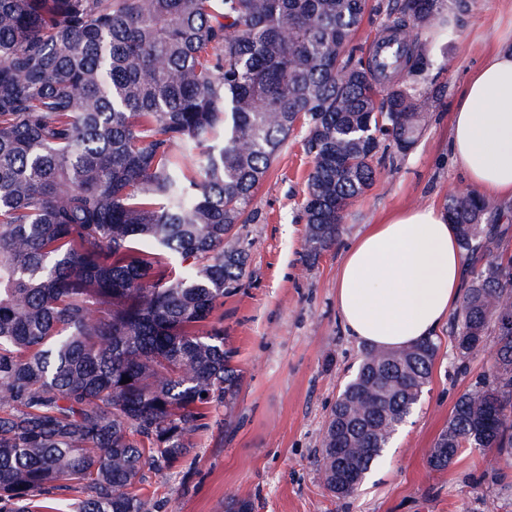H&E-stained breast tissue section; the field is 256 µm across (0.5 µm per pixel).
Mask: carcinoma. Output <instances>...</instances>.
I'll use <instances>...</instances> for the list:
<instances>
[{
    "instance_id": "cac0c4a2",
    "label": "carcinoma",
    "mask_w": 512,
    "mask_h": 512,
    "mask_svg": "<svg viewBox=\"0 0 512 512\" xmlns=\"http://www.w3.org/2000/svg\"><path fill=\"white\" fill-rule=\"evenodd\" d=\"M474 0H0V512H155L170 471L240 375L224 296L242 286L237 226L304 131L303 256L340 237L379 166L407 154L445 87H425L424 33ZM384 15L376 49L353 43ZM198 151L187 173L180 156ZM490 204L449 194L472 261L460 358L497 336L492 372L457 400L429 457L495 451L512 467V256ZM437 346L367 348L316 456L366 480L420 401ZM131 379L122 383V377Z\"/></svg>"
}]
</instances>
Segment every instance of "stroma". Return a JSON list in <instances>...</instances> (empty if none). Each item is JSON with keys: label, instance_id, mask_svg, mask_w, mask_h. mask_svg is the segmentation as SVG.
<instances>
[{"label": "stroma", "instance_id": "stroma-1", "mask_svg": "<svg viewBox=\"0 0 512 512\" xmlns=\"http://www.w3.org/2000/svg\"><path fill=\"white\" fill-rule=\"evenodd\" d=\"M429 42V80L447 88L430 108L406 155L380 169L348 210L339 241L315 263L303 259L302 202L312 163L292 137L250 204L252 223L243 285L224 298V346L243 378L231 408H212L196 446L180 467L149 475L142 491L158 512H224L228 498L252 500L255 512H512V470L493 465L494 451L464 450L448 468L433 469L431 450L457 399L487 375L495 341L459 361L454 321L434 336L437 353L420 402L358 492L334 497L315 455L341 389L356 375L362 343L336 312L342 252L371 225L419 204L444 207L466 189L453 162L454 101L485 54L512 45V0H475L464 22L442 14Z\"/></svg>", "mask_w": 512, "mask_h": 512}]
</instances>
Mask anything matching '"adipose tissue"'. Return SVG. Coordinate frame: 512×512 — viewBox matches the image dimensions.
Returning <instances> with one entry per match:
<instances>
[{"label":"adipose tissue","instance_id":"1","mask_svg":"<svg viewBox=\"0 0 512 512\" xmlns=\"http://www.w3.org/2000/svg\"><path fill=\"white\" fill-rule=\"evenodd\" d=\"M449 145L469 190L512 199V48L493 50L462 88ZM463 269L445 211L421 205L393 214L344 250L339 320L350 336L378 349L434 336L460 300Z\"/></svg>","mask_w":512,"mask_h":512}]
</instances>
